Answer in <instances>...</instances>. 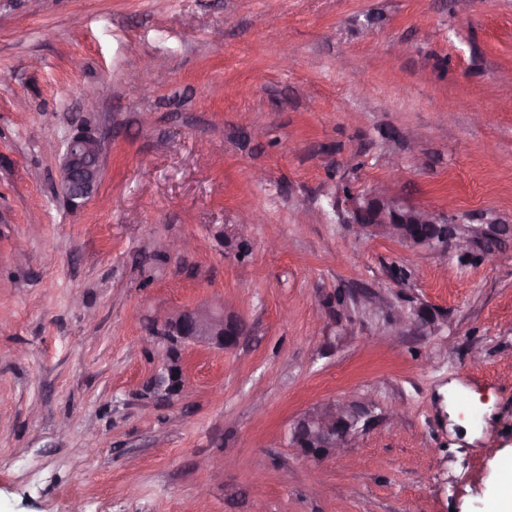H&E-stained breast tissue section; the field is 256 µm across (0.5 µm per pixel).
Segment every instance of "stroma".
Masks as SVG:
<instances>
[{"mask_svg": "<svg viewBox=\"0 0 512 512\" xmlns=\"http://www.w3.org/2000/svg\"><path fill=\"white\" fill-rule=\"evenodd\" d=\"M1 72L0 512H488L512 238L346 219L383 189L512 225V0H0ZM81 129L101 178L72 203ZM212 300L246 337L155 403L148 324ZM452 380L492 405L475 442ZM341 400L368 425L309 461L290 426ZM101 137L88 131L69 137L60 170L61 190L73 201L91 195L100 178Z\"/></svg>", "mask_w": 512, "mask_h": 512, "instance_id": "1", "label": "stroma"}]
</instances>
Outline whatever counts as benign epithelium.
Segmentation results:
<instances>
[{
    "label": "benign epithelium",
    "mask_w": 512,
    "mask_h": 512,
    "mask_svg": "<svg viewBox=\"0 0 512 512\" xmlns=\"http://www.w3.org/2000/svg\"><path fill=\"white\" fill-rule=\"evenodd\" d=\"M101 137L88 131L69 137L60 170L61 190L73 201L91 195L100 178ZM348 222L360 232L400 240L415 247L437 244L451 249L461 239L486 250L512 235V226L491 220L476 227L456 224L431 211L416 209L383 191L352 197ZM246 336L243 322L224 312V305L206 304L173 315H158L148 328V342L161 347L147 388L153 398L169 401L185 383L182 354L189 345L203 344L218 350L236 348ZM367 416L364 405L351 401L327 403L298 416L291 428V442L308 459L338 455L349 447L351 436Z\"/></svg>",
    "instance_id": "7a95c632"
}]
</instances>
